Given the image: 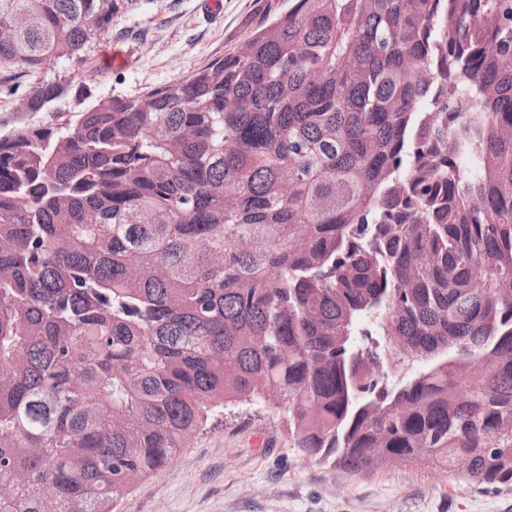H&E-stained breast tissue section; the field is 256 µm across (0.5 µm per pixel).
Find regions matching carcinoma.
Instances as JSON below:
<instances>
[{
    "instance_id": "carcinoma-1",
    "label": "carcinoma",
    "mask_w": 512,
    "mask_h": 512,
    "mask_svg": "<svg viewBox=\"0 0 512 512\" xmlns=\"http://www.w3.org/2000/svg\"><path fill=\"white\" fill-rule=\"evenodd\" d=\"M117 7L0 0L26 111ZM75 98L0 132V512H114L257 403L305 457L512 490V0H277Z\"/></svg>"
}]
</instances>
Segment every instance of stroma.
I'll return each mask as SVG.
<instances>
[{
    "mask_svg": "<svg viewBox=\"0 0 512 512\" xmlns=\"http://www.w3.org/2000/svg\"><path fill=\"white\" fill-rule=\"evenodd\" d=\"M200 0H118L112 29L80 58L47 78L91 88L94 97L130 96L182 80L235 51L258 0H222L220 17L203 18ZM127 54L126 66L109 61ZM30 81L0 71V131L76 111L33 113L21 103ZM116 512H512V490L473 488L443 472L397 463L353 474L301 456L281 416L261 404L219 408L171 463L140 480Z\"/></svg>",
    "mask_w": 512,
    "mask_h": 512,
    "instance_id": "stroma-1",
    "label": "stroma"
}]
</instances>
